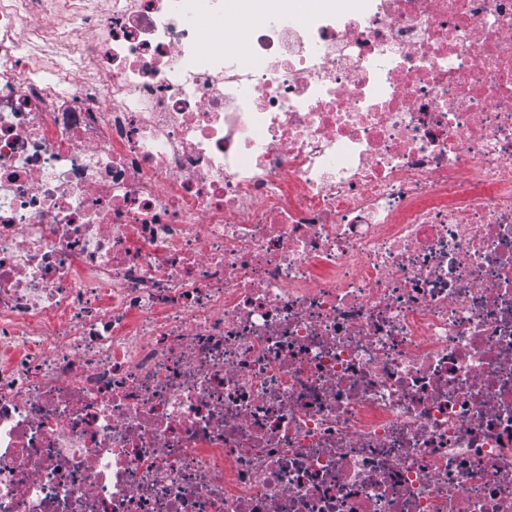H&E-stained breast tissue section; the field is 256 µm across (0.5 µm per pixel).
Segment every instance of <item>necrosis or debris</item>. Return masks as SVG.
Masks as SVG:
<instances>
[{
	"instance_id": "1",
	"label": "necrosis or debris",
	"mask_w": 512,
	"mask_h": 512,
	"mask_svg": "<svg viewBox=\"0 0 512 512\" xmlns=\"http://www.w3.org/2000/svg\"><path fill=\"white\" fill-rule=\"evenodd\" d=\"M243 2L0 0V512H512V0Z\"/></svg>"
}]
</instances>
